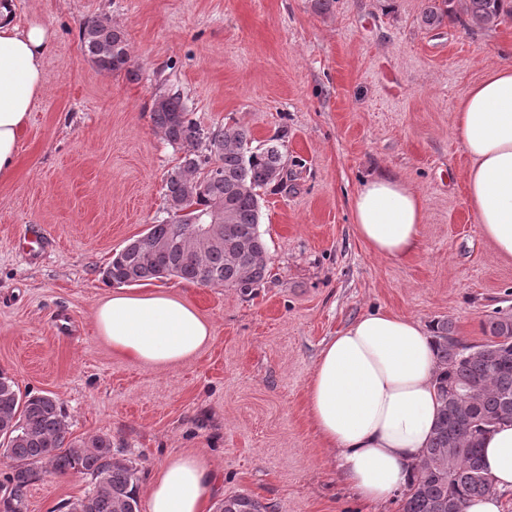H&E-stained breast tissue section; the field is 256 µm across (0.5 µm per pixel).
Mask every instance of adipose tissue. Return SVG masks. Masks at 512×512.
<instances>
[{
  "instance_id": "1",
  "label": "adipose tissue",
  "mask_w": 512,
  "mask_h": 512,
  "mask_svg": "<svg viewBox=\"0 0 512 512\" xmlns=\"http://www.w3.org/2000/svg\"><path fill=\"white\" fill-rule=\"evenodd\" d=\"M50 27L21 23L14 0H0V183L13 180L21 135L44 92ZM454 135L471 164L466 197L496 254L512 259V65L492 67L463 95ZM355 232L370 253L402 261L420 246L422 198L404 182L375 176L352 199ZM97 336L128 359L163 367L197 356L212 327L188 297L164 288H114L94 311ZM435 347L420 322L366 313L321 349L306 386L322 441L338 452L345 482L376 505L404 489L427 448L439 409ZM482 461L497 494L469 501L466 512H501L512 490V426L487 434ZM216 476L198 454L166 457L145 489L148 512H208Z\"/></svg>"
}]
</instances>
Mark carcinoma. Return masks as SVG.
<instances>
[{"mask_svg": "<svg viewBox=\"0 0 512 512\" xmlns=\"http://www.w3.org/2000/svg\"><path fill=\"white\" fill-rule=\"evenodd\" d=\"M456 1L477 26H494L501 17H512V0H429L422 26L442 25ZM80 41L84 55L99 71L133 74L127 40L118 25L89 18L82 23ZM152 120L165 140L183 153L180 164L167 174L165 200L167 213L184 215L177 223L166 220L147 231L169 244L167 254L149 257L131 240L112 255L103 279L140 285L177 277L252 295L270 276L268 248L259 230V190L280 187L288 180L279 138L255 146L243 126L205 130L190 118L178 93L158 95ZM219 205L224 206V245L195 249L192 217ZM483 330L484 342L472 345L454 336L448 320L432 326L439 412L428 448L402 493L401 512H466L471 499L496 493L481 465L480 447L489 432L512 425V316H492ZM4 426L0 447L12 466L0 481V512H25L27 489L39 467L91 478L87 494L64 504L67 512H140L138 464L112 447V436L67 440V421L58 400L48 394L21 393L0 371V428ZM267 509L238 494L224 500L222 512Z\"/></svg>", "mask_w": 512, "mask_h": 512, "instance_id": "obj_1", "label": "carcinoma"}]
</instances>
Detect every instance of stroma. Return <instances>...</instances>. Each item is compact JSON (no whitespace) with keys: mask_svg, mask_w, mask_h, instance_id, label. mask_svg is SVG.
Wrapping results in <instances>:
<instances>
[{"mask_svg":"<svg viewBox=\"0 0 512 512\" xmlns=\"http://www.w3.org/2000/svg\"><path fill=\"white\" fill-rule=\"evenodd\" d=\"M54 32L45 90L14 179L0 183V371L21 392L53 394L68 436L107 433L149 478L165 457L210 463L219 493L271 512H399L363 503L319 438L306 383L325 341L371 311L425 325L446 319L481 343L489 314L512 315V259L499 258L467 204L470 161L456 107L491 67L512 65V18L482 29L452 17L428 30L427 0H16ZM90 17L123 30L131 74L99 72L79 31ZM177 91L202 127L281 136L288 182L261 189L270 277L253 295L176 277L213 326L198 357L135 363L96 335L102 270L127 241L167 219L165 178L181 160L151 118ZM387 174L425 206L411 258L373 256L352 197ZM38 229V262L22 242ZM40 471L27 512H53L90 489Z\"/></svg>","mask_w":512,"mask_h":512,"instance_id":"1","label":"stroma"}]
</instances>
